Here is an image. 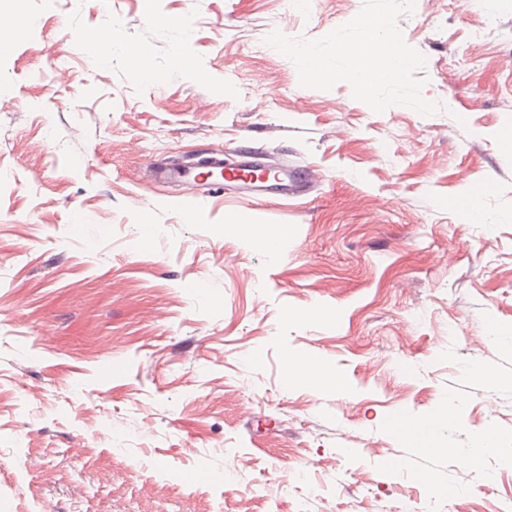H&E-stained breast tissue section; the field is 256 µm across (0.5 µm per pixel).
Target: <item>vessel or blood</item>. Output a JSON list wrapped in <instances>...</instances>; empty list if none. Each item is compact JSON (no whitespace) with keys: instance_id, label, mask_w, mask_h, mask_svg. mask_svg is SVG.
I'll use <instances>...</instances> for the list:
<instances>
[{"instance_id":"1","label":"vessel or blood","mask_w":512,"mask_h":512,"mask_svg":"<svg viewBox=\"0 0 512 512\" xmlns=\"http://www.w3.org/2000/svg\"><path fill=\"white\" fill-rule=\"evenodd\" d=\"M204 174L208 175V183L214 192H222L224 187L229 186L259 198L273 195L288 183L301 179L298 170L283 164L276 167L265 166L257 155L242 157L230 165L225 164L220 157L210 156L191 169L159 167L153 171L155 179L164 182H194Z\"/></svg>"}]
</instances>
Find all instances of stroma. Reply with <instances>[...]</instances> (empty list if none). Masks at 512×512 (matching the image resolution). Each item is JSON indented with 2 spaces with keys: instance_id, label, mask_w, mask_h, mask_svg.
<instances>
[{
  "instance_id": "stroma-1",
  "label": "stroma",
  "mask_w": 512,
  "mask_h": 512,
  "mask_svg": "<svg viewBox=\"0 0 512 512\" xmlns=\"http://www.w3.org/2000/svg\"><path fill=\"white\" fill-rule=\"evenodd\" d=\"M362 4L0 0L24 24L0 53V512H428L379 472L405 456L380 426L457 384L444 350L497 360L483 315L512 324V0L400 18L431 116L302 87L264 42ZM210 151L307 185L216 201L151 178ZM469 187L475 219L453 206ZM291 358L344 390L286 384ZM493 423L512 398L474 390L465 429ZM446 472L471 494L440 512L512 499V467Z\"/></svg>"
}]
</instances>
